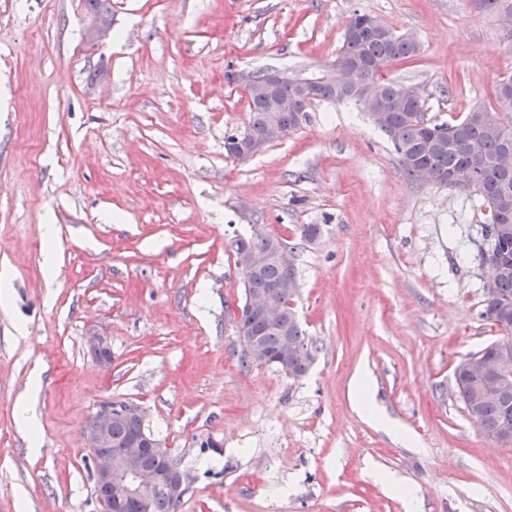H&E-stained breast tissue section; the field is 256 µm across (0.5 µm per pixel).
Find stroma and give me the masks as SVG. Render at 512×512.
Masks as SVG:
<instances>
[{"instance_id": "1", "label": "stroma", "mask_w": 512, "mask_h": 512, "mask_svg": "<svg viewBox=\"0 0 512 512\" xmlns=\"http://www.w3.org/2000/svg\"><path fill=\"white\" fill-rule=\"evenodd\" d=\"M109 4L96 36L85 0H0V512H96L82 433L121 400L190 474L177 512H512V446L482 436L454 380L501 336L477 197L407 180L352 104L314 103L248 161L224 150L250 78L316 72L357 11L418 40L388 77L433 122L461 119L512 74L498 17L476 0ZM255 224L295 245L318 347L301 378L241 364L230 242ZM35 373L36 450L18 403Z\"/></svg>"}]
</instances>
